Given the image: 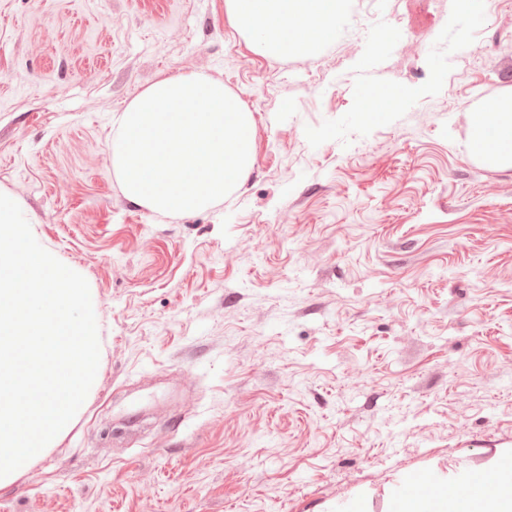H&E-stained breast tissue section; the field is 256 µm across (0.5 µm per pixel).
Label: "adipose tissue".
<instances>
[{
    "mask_svg": "<svg viewBox=\"0 0 512 512\" xmlns=\"http://www.w3.org/2000/svg\"><path fill=\"white\" fill-rule=\"evenodd\" d=\"M345 0H225L230 24L270 56L313 53L330 37ZM470 152L479 162L512 168V91L486 104L470 125Z\"/></svg>",
    "mask_w": 512,
    "mask_h": 512,
    "instance_id": "adipose-tissue-1",
    "label": "adipose tissue"
}]
</instances>
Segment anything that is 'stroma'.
<instances>
[{"instance_id": "stroma-1", "label": "stroma", "mask_w": 512, "mask_h": 512, "mask_svg": "<svg viewBox=\"0 0 512 512\" xmlns=\"http://www.w3.org/2000/svg\"><path fill=\"white\" fill-rule=\"evenodd\" d=\"M224 2L0 0V191L87 280L100 342L0 512H390L512 465V169L468 142L512 89V0L477 25L348 0L280 58ZM191 72L252 112V168L163 215L105 159L126 104Z\"/></svg>"}]
</instances>
